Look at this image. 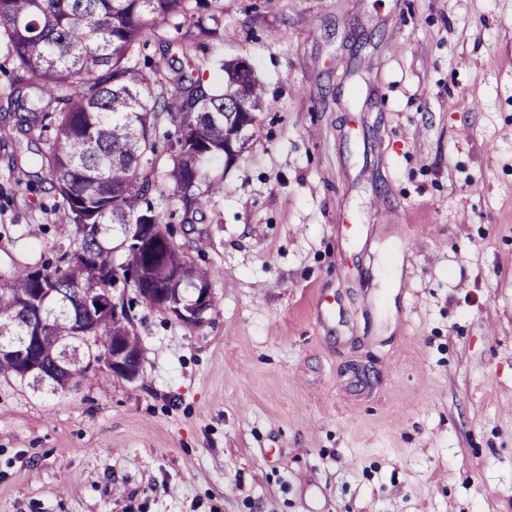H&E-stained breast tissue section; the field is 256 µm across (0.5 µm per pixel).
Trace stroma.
<instances>
[{
  "instance_id": "obj_1",
  "label": "stroma",
  "mask_w": 512,
  "mask_h": 512,
  "mask_svg": "<svg viewBox=\"0 0 512 512\" xmlns=\"http://www.w3.org/2000/svg\"><path fill=\"white\" fill-rule=\"evenodd\" d=\"M263 136L193 223L189 326L130 311L137 382L54 397L0 371V512H512V0H224ZM0 136V275L70 226L41 156Z\"/></svg>"
}]
</instances>
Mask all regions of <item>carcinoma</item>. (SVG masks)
Returning a JSON list of instances; mask_svg holds the SVG:
<instances>
[{"instance_id": "1", "label": "carcinoma", "mask_w": 512, "mask_h": 512, "mask_svg": "<svg viewBox=\"0 0 512 512\" xmlns=\"http://www.w3.org/2000/svg\"><path fill=\"white\" fill-rule=\"evenodd\" d=\"M187 19L201 34H216L224 0H0V41L17 73L14 126L24 134L54 130L42 166L74 232L61 254L64 267L19 268L0 278V369L36 389L78 390L101 337L122 336L140 351L131 319L117 320L98 306L112 296L115 254L137 264L147 254L124 249L129 225H158L170 261L183 267V303L194 300V284L211 283L209 268L182 257L153 203L156 161L166 155L164 176L184 214L202 212L224 192L202 162L230 161V143L239 152L261 136L264 91L238 59L217 61L224 89L205 82L198 75L200 43L183 50L173 92L159 64H133L147 26L178 31ZM163 113L179 133L161 145L156 123ZM29 336L42 337L38 370L20 360Z\"/></svg>"}]
</instances>
